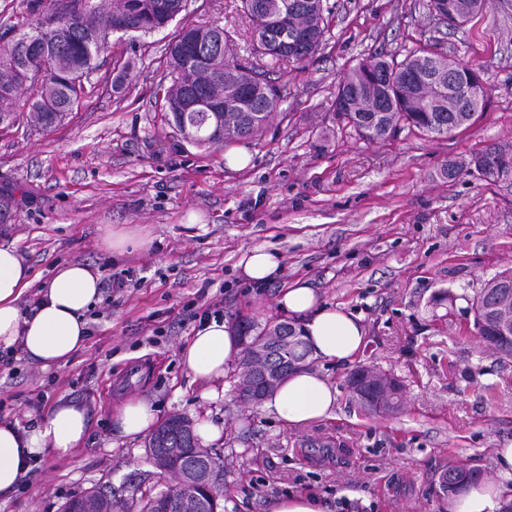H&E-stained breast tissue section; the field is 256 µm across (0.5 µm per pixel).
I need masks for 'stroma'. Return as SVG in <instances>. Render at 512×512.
<instances>
[{
  "instance_id": "stroma-1",
  "label": "stroma",
  "mask_w": 512,
  "mask_h": 512,
  "mask_svg": "<svg viewBox=\"0 0 512 512\" xmlns=\"http://www.w3.org/2000/svg\"><path fill=\"white\" fill-rule=\"evenodd\" d=\"M326 3V41L293 70L253 54L239 0H190L191 20L234 31L238 57L282 86L265 135L240 143L244 169L227 167V146L187 143L163 111L172 25L114 34L85 94L52 129L20 113L0 123V244L19 249L35 284L75 260L105 280L128 269L141 280L102 296L85 348L64 366L0 359L1 421L28 425L61 398L84 402L94 419L82 448L38 463L0 497V512H61L99 486L139 512L165 490L145 439L120 438L112 423L129 395L151 401L159 419L205 416L220 427L212 447L224 459V512H270L291 493L317 495L331 512H446L448 463L496 479L494 451L512 442V359L496 361L480 341L470 304L512 268V183L451 182L441 170L489 143L512 144V0H487L455 31L429 16L426 0ZM427 43L482 67L490 92L470 126L435 140L405 126L371 143L335 119L336 87L351 68ZM117 60L130 65L119 91ZM110 226L150 239L149 249L113 255L103 243ZM261 245L280 254L282 271L253 288L239 261ZM297 282L361 316L357 361L400 380L399 412L365 411L346 387L349 364L320 360L314 368L339 391L333 419L294 429L229 389L203 399L179 356L197 326L187 311L220 293L228 322H281L276 299Z\"/></svg>"
}]
</instances>
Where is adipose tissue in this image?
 <instances>
[{"label":"adipose tissue","mask_w":512,"mask_h":512,"mask_svg":"<svg viewBox=\"0 0 512 512\" xmlns=\"http://www.w3.org/2000/svg\"><path fill=\"white\" fill-rule=\"evenodd\" d=\"M244 279L255 285L273 281L281 270L278 253L263 246L248 250L239 262ZM32 283L29 265L11 244H0V349L17 350L48 370L65 364L85 345L87 314L101 296L98 269L82 263L59 265L39 290L37 303L22 308L21 298ZM279 310L297 315L315 357L343 364L366 344L360 318L337 307L322 305L317 293L297 283L277 299ZM241 339L226 321L209 318L198 325L180 356L195 381L205 385L204 399L224 397L225 378L238 362ZM338 391L320 372L294 371L261 403L278 422L304 427L333 418ZM119 436L134 440L157 424L154 406L140 397L127 398L112 414ZM87 407L70 399L57 400L29 425L0 421V495L11 494L39 462L63 458L80 448L91 432ZM499 482H480L461 489L448 500V512H502L512 499V444L496 449Z\"/></svg>","instance_id":"adipose-tissue-1"}]
</instances>
